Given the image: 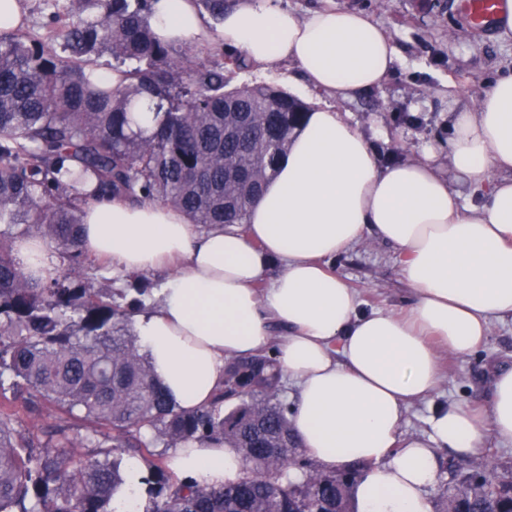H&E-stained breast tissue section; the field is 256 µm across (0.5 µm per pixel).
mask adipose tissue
Wrapping results in <instances>:
<instances>
[{
  "mask_svg": "<svg viewBox=\"0 0 512 512\" xmlns=\"http://www.w3.org/2000/svg\"><path fill=\"white\" fill-rule=\"evenodd\" d=\"M151 25L167 43L211 38L195 0H154ZM221 35L259 68L297 64L337 100L380 87L399 64L369 14L331 0L302 17L274 0H236ZM448 161L482 190L479 205L465 208L431 160L380 166L346 115L315 104L243 226L199 232L172 207L115 200L85 206L82 249L120 271L179 267L133 329L181 409L208 405L231 360L275 350L295 388L288 420L301 449L324 471L360 465L357 512H432L438 450L465 458L489 438L512 446V368L495 374L486 413L438 404L427 436L402 430L408 405L439 386L440 350L470 354L492 320L512 317V73L452 112ZM370 236L399 256L413 290L405 311H364L328 265ZM170 462L212 485L245 468L215 440L176 448Z\"/></svg>",
  "mask_w": 512,
  "mask_h": 512,
  "instance_id": "1",
  "label": "adipose tissue"
}]
</instances>
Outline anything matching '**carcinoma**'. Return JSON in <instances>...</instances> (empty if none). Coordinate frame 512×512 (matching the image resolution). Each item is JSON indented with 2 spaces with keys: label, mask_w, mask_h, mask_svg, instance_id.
<instances>
[{
  "label": "carcinoma",
  "mask_w": 512,
  "mask_h": 512,
  "mask_svg": "<svg viewBox=\"0 0 512 512\" xmlns=\"http://www.w3.org/2000/svg\"><path fill=\"white\" fill-rule=\"evenodd\" d=\"M151 0H71L40 40L0 31V512H114L127 482L125 448L148 468L145 512H288L307 500L354 512L353 479L317 469L300 454L278 398L280 371L266 353L229 363L207 406L182 410L139 352L131 315L142 300L95 288L98 267L80 248L92 200L159 201L210 228L246 223L310 104L268 84L231 85L242 55L198 67L172 55L149 22ZM216 21L227 0H197ZM109 54L134 64L112 89L93 67ZM59 249L66 268L43 281L17 261V240ZM238 404L224 412V403ZM47 410L42 437L15 429L20 411ZM219 439L246 473L220 486L175 480L162 446ZM97 449L78 467L73 459ZM512 494L496 468L478 488L443 493L442 512L468 500L494 512Z\"/></svg>",
  "instance_id": "1"
}]
</instances>
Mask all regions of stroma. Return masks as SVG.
Returning <instances> with one entry per match:
<instances>
[{"label":"stroma","instance_id":"stroma-1","mask_svg":"<svg viewBox=\"0 0 512 512\" xmlns=\"http://www.w3.org/2000/svg\"><path fill=\"white\" fill-rule=\"evenodd\" d=\"M340 8L367 12L391 37L400 63L381 88L352 101L336 102L348 113L378 155L380 165L417 160L425 150L448 137L452 105L474 106L499 74L512 70V41L499 38L496 27L480 28L461 14L459 0H333ZM239 81L265 83L308 102L327 103L323 93L307 87L299 68L279 63L268 69L243 70ZM359 291L365 310L399 311L412 299L393 250L374 238L355 246L330 263ZM445 379L437 400H420L405 414L403 429L418 436L429 430L434 402H457L475 408L486 404L492 373L512 366V319L496 320L479 350L458 357L444 352ZM498 470L512 469V447L486 440L482 452L468 458L442 453L444 475L433 498H440L450 473H466L483 462Z\"/></svg>","mask_w":512,"mask_h":512}]
</instances>
